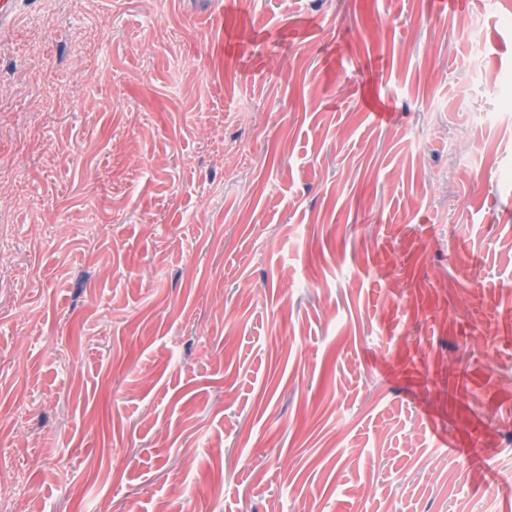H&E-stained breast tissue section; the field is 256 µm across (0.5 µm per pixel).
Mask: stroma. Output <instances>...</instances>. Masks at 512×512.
Masks as SVG:
<instances>
[{
    "instance_id": "obj_1",
    "label": "stroma",
    "mask_w": 512,
    "mask_h": 512,
    "mask_svg": "<svg viewBox=\"0 0 512 512\" xmlns=\"http://www.w3.org/2000/svg\"><path fill=\"white\" fill-rule=\"evenodd\" d=\"M10 4L17 512H512V0Z\"/></svg>"
}]
</instances>
